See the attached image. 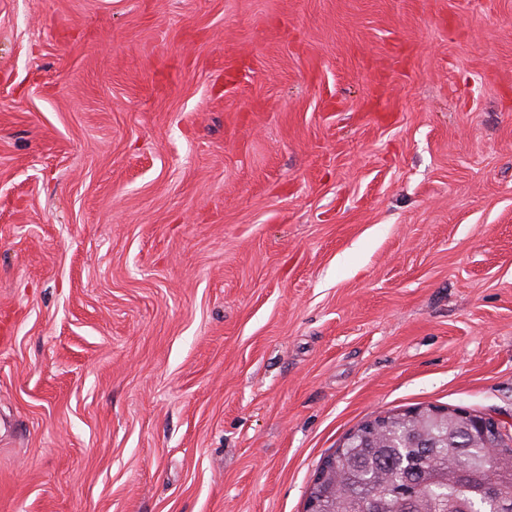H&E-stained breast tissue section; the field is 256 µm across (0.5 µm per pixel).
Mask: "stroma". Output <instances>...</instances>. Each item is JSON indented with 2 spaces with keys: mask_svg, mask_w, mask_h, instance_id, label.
Returning a JSON list of instances; mask_svg holds the SVG:
<instances>
[{
  "mask_svg": "<svg viewBox=\"0 0 512 512\" xmlns=\"http://www.w3.org/2000/svg\"><path fill=\"white\" fill-rule=\"evenodd\" d=\"M0 512H306L389 411L512 421V0H0Z\"/></svg>",
  "mask_w": 512,
  "mask_h": 512,
  "instance_id": "1",
  "label": "stroma"
}]
</instances>
